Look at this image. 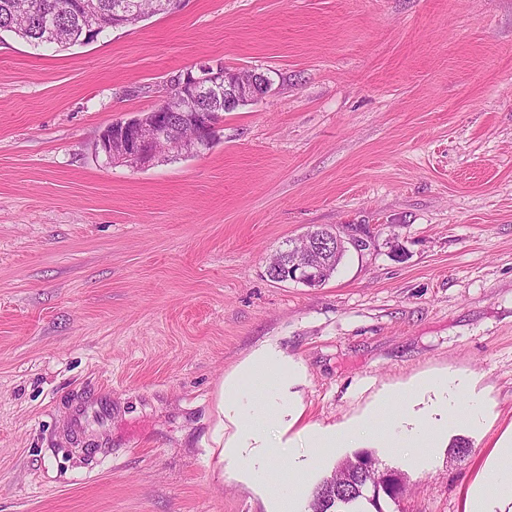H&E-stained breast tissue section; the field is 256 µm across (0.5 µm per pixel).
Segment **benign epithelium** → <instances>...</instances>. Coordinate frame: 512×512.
Returning <instances> with one entry per match:
<instances>
[{"label": "benign epithelium", "mask_w": 512, "mask_h": 512, "mask_svg": "<svg viewBox=\"0 0 512 512\" xmlns=\"http://www.w3.org/2000/svg\"><path fill=\"white\" fill-rule=\"evenodd\" d=\"M171 84L170 96L184 105L173 117L165 104H160L146 118L136 114L112 123L99 135L95 153L106 161L129 167H143L160 157L159 146L167 145V152L175 155H198L212 145L216 137L217 121L213 110L198 104V94L205 86L224 88V111L229 112L262 100L270 91L271 79L250 70H230L222 64L207 65L193 73L177 76ZM318 257L314 256L290 272L281 275L304 285L314 284Z\"/></svg>", "instance_id": "benign-epithelium-1"}]
</instances>
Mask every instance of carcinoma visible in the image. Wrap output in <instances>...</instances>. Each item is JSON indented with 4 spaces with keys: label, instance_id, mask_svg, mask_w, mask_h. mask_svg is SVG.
<instances>
[{
    "label": "carcinoma",
    "instance_id": "cac0c4a2",
    "mask_svg": "<svg viewBox=\"0 0 512 512\" xmlns=\"http://www.w3.org/2000/svg\"><path fill=\"white\" fill-rule=\"evenodd\" d=\"M123 1L138 7L136 18L168 13L178 8L173 0L168 6L155 8L154 0H0V33L8 32L34 45L54 44L62 50L81 44L79 32L89 20L99 22V32L112 28V12ZM321 274L319 283H324L336 271L343 254L336 251V241L329 238L321 242ZM299 258V251L287 249L274 256L269 275L276 279L281 269L293 264ZM372 452L362 450L354 457L338 464L330 475L314 488L308 505V512H334L336 498L352 496L366 484L378 487V492L369 500L375 512H381L380 495L406 490V483L396 479L389 487L384 486L382 475L365 470L360 466L362 457Z\"/></svg>",
    "mask_w": 512,
    "mask_h": 512
}]
</instances>
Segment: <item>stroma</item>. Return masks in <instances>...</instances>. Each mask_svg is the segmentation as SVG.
<instances>
[{
  "label": "stroma",
  "mask_w": 512,
  "mask_h": 512,
  "mask_svg": "<svg viewBox=\"0 0 512 512\" xmlns=\"http://www.w3.org/2000/svg\"><path fill=\"white\" fill-rule=\"evenodd\" d=\"M216 63L272 89L209 150L96 155ZM317 226L369 246L319 287L272 279ZM265 349L298 372L260 474L224 457L217 404L261 392ZM445 373L464 388L438 447L360 437ZM313 429L353 438L317 455ZM511 437L512 0H185L65 51L0 35V512H306L364 449L407 476L383 512H468L477 489L512 512Z\"/></svg>",
  "instance_id": "1"
}]
</instances>
